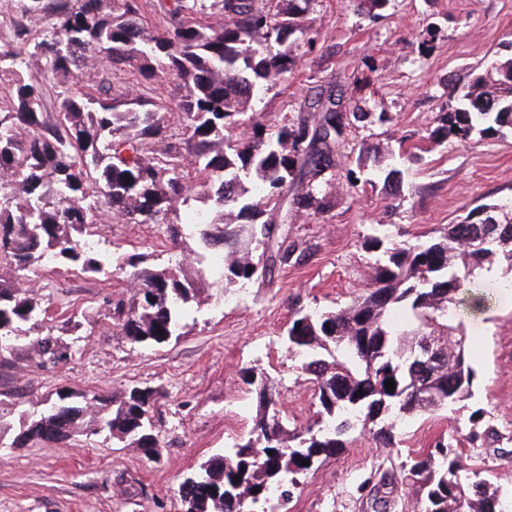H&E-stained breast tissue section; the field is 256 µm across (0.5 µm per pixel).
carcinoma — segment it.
Instances as JSON below:
<instances>
[{
    "label": "carcinoma",
    "mask_w": 512,
    "mask_h": 512,
    "mask_svg": "<svg viewBox=\"0 0 512 512\" xmlns=\"http://www.w3.org/2000/svg\"><path fill=\"white\" fill-rule=\"evenodd\" d=\"M309 2L170 0L164 27L146 39L140 23L145 0H30L24 14L47 10L48 26L36 34L15 28L14 37L28 44L24 54L0 38V62L10 61L13 74L0 98V268L8 270L0 278V364L10 362L12 340L40 313L32 288L60 267L95 276L112 264V253L90 240L100 200L122 224L170 227L186 259L201 263L206 252L224 246V270L212 282L218 302L262 281L267 266L290 262L294 244L272 243L275 225L288 223L281 204L288 188L332 168L346 127L369 116L329 91L307 101L313 119L301 118L273 135L256 116L243 119L263 84L293 70L288 37L305 31ZM390 2L350 0L371 17ZM152 58L161 59L165 74L184 89L175 104L177 128L150 108V91L160 79ZM98 67L105 77L92 94L79 84V74ZM33 69L50 74L58 88L59 112L52 116L41 111L43 85L26 78ZM242 127L248 133H237ZM504 127L512 129V57L455 93L437 133L465 142L475 130L490 134ZM198 186L212 189L202 207L196 205ZM291 207L321 211L325 202L309 184L294 193ZM183 208L196 211L185 235L171 221ZM366 245L384 255L366 291L339 308L298 309L288 323V353L312 376L313 424L287 432L275 410L276 381L244 369L247 382H261L251 437L184 479L179 493L185 512H253L258 505L282 512L298 476L346 447L350 431L359 427L387 447L404 416L471 396L475 372L450 305L484 263L497 258L512 271V204L477 207L424 244L386 246L374 236ZM458 258L462 276L454 268ZM118 274L126 275L132 294L107 301L106 325L134 344L161 345L180 336L198 295L183 261L138 270L132 260L120 259L112 268ZM424 335L442 339L443 362L416 368V337ZM32 349L53 363L68 355L51 331ZM390 378L391 392L385 388ZM73 397L59 395V403L28 422L10 447L105 435L129 439L147 458H158L159 389L134 386L110 412L95 397L82 395V406ZM383 415L391 421L380 425ZM481 418H472L465 438L440 439L434 451L401 464L402 479L417 487L420 512H503L482 471L461 475V442L490 448L497 441L494 429L476 430ZM394 483L386 471L373 485L375 512H389V496L381 490Z\"/></svg>",
    "instance_id": "cac0c4a2"
}]
</instances>
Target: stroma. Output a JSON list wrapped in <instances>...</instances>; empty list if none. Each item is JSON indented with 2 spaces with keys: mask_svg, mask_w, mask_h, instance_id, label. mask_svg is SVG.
I'll return each mask as SVG.
<instances>
[{
  "mask_svg": "<svg viewBox=\"0 0 512 512\" xmlns=\"http://www.w3.org/2000/svg\"><path fill=\"white\" fill-rule=\"evenodd\" d=\"M305 25L314 46L296 48L295 70L251 107L270 132L296 120L308 95L328 87L346 91L369 112L368 121L347 128L335 166L313 182L327 208L293 214L280 225L278 238L297 250L263 283L245 285L220 304L202 287L183 335L163 345L133 344L105 328L106 299L122 292V279L63 268L52 274L34 329L14 340L11 361L0 366V418L16 431L22 413L46 412L64 392L96 394L112 405L131 387H153L164 393L162 446L154 462L101 437L0 447V512H184L183 479L250 435L259 387L247 384L243 369H262L277 381L287 428L311 423L313 387L281 341L292 309L341 306L360 294L382 258L365 245L372 235L423 244L468 211L512 199L511 130L475 132L464 142L435 133L452 87L512 56V0H391L375 21L349 0H312ZM382 111L389 121H379ZM366 145L393 170L399 195L368 185L369 170L357 165ZM97 238L145 268L180 258L163 224H120L106 216ZM68 304L84 323L83 335L67 339L70 357L58 363L35 357L30 345L64 320ZM453 311L470 345L471 397L403 417L390 448L351 431L346 448L300 475L288 512H373L370 489L380 471L398 468L408 453L425 454L439 436L468 433L477 410L500 442L461 448L462 462L483 470L502 499L512 498V272L500 262L484 265L473 289L457 292Z\"/></svg>",
  "mask_w": 512,
  "mask_h": 512,
  "instance_id": "1",
  "label": "stroma"
}]
</instances>
